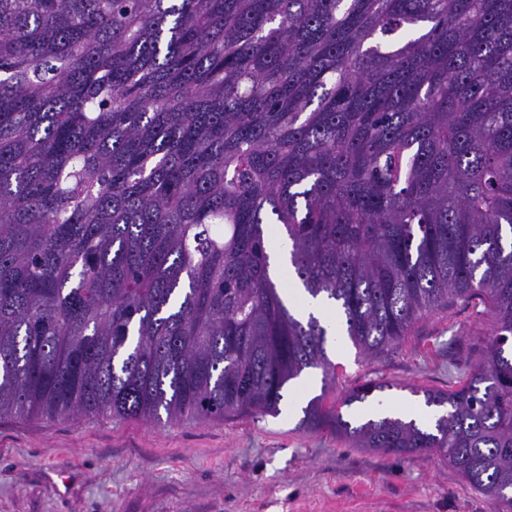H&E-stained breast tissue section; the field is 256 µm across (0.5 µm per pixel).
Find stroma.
<instances>
[{"label": "stroma", "mask_w": 512, "mask_h": 512, "mask_svg": "<svg viewBox=\"0 0 512 512\" xmlns=\"http://www.w3.org/2000/svg\"><path fill=\"white\" fill-rule=\"evenodd\" d=\"M489 307L458 299L372 358L330 346L325 404L368 381L385 403L458 388L489 331ZM299 415L153 423L112 416L0 418V512H498L434 452L398 458L350 448Z\"/></svg>", "instance_id": "35a3bbf8"}]
</instances>
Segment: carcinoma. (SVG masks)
<instances>
[{
	"label": "carcinoma",
	"instance_id": "cac0c4a2",
	"mask_svg": "<svg viewBox=\"0 0 512 512\" xmlns=\"http://www.w3.org/2000/svg\"><path fill=\"white\" fill-rule=\"evenodd\" d=\"M274 233L367 357L489 302L433 423L299 426L512 512V0H0V417L279 415L336 365ZM268 252L271 255L273 268L277 278L289 284L292 288H286L285 297L292 303L297 311L307 316L309 312H314L319 316L323 324L327 327L329 335H336V311L326 305L311 301L304 294L301 288H295L297 279L293 267L288 260V245L278 235H270L268 242Z\"/></svg>",
	"mask_w": 512,
	"mask_h": 512
}]
</instances>
